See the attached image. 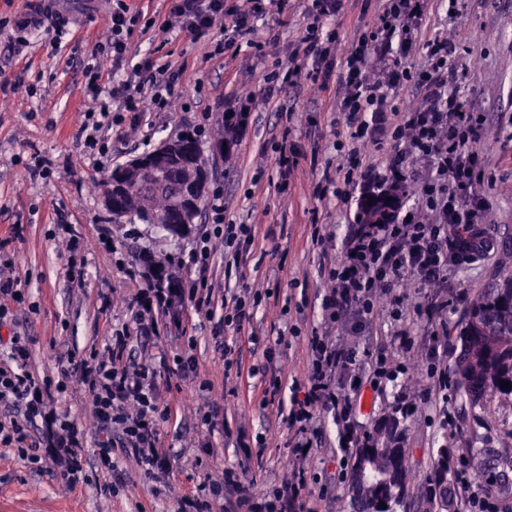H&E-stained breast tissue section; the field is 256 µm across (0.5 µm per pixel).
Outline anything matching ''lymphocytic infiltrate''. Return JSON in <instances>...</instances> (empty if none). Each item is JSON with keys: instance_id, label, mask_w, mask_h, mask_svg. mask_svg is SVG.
I'll list each match as a JSON object with an SVG mask.
<instances>
[{"instance_id": "obj_1", "label": "lymphocytic infiltrate", "mask_w": 512, "mask_h": 512, "mask_svg": "<svg viewBox=\"0 0 512 512\" xmlns=\"http://www.w3.org/2000/svg\"><path fill=\"white\" fill-rule=\"evenodd\" d=\"M62 0H29V10L14 21L12 49L27 43L30 29L51 25L63 33L69 22ZM162 27L194 36L214 28L217 21H231L246 34L265 20L268 8L283 0H169ZM429 0H385L368 30L345 50H338L335 31L328 20L343 8V0H310V18L296 53L289 55L282 81L296 85L303 70L319 78L322 67L335 52H342L337 103L345 117L336 135V151H347L351 161L337 167L340 182L333 191L337 202L366 203L391 195L394 205L375 216L373 223L354 225L340 251L328 256L324 272L331 288L322 302L323 321L307 337L309 367L303 379L293 381L292 397L281 423L288 432L291 468L281 485L254 491L241 472L228 469L224 480L209 486L206 499H191L193 512H216L225 493L236 497L237 512H292L316 484L310 470V451L319 444L320 413L333 412L340 448H355L362 438L356 433L355 396L363 385L377 387L380 379L407 370L406 355L413 352L412 331L419 317L439 320L448 311L446 290L454 267L478 261L495 250V241L482 225L484 188L489 181V160L483 147L485 115L459 97L458 77L450 61L458 52L456 42L440 36L423 38ZM111 36L105 48L112 58L117 79L108 99H101V69H85L86 92L97 101L88 109L83 127L85 148L96 150L102 134L112 127L118 112L162 111L180 86V74L145 57L127 66L129 40L139 15L126 0H112L109 9ZM425 57L422 67H407L403 58L413 48ZM405 86L419 90L424 102L402 108L396 93ZM418 194L415 208L402 198L409 190ZM224 196L215 193L211 226L188 257L194 273L189 288L174 290L147 281L131 310L132 325L112 333L104 350L80 359L75 376L89 398L97 437V458L107 471H116L120 456L134 455L145 477L157 478L170 466L168 449L161 445L160 423L166 420L156 383L151 353L131 362L132 343L159 333L156 312H176L183 299H191L198 311L210 312L221 304L220 331L241 333L253 320L261 295L248 283L219 289L213 278V258L224 249L232 270L254 240L251 224L224 221ZM434 289L427 303H409L403 282ZM392 317V353L371 346L340 342V334L364 335ZM445 345L439 329H432L424 349L429 383L423 400L451 399L453 380L443 362ZM29 348L20 334L0 336V446L17 449L21 458L47 456L70 485L86 482L82 448L85 432L67 416L48 409L45 389L28 370ZM42 426L41 439L31 430Z\"/></svg>"}]
</instances>
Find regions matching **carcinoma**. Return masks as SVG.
Instances as JSON below:
<instances>
[{
  "label": "carcinoma",
  "mask_w": 512,
  "mask_h": 512,
  "mask_svg": "<svg viewBox=\"0 0 512 512\" xmlns=\"http://www.w3.org/2000/svg\"><path fill=\"white\" fill-rule=\"evenodd\" d=\"M163 163L149 152L127 165L121 181H107L113 192L112 223L139 221L182 237L201 211L208 179L196 134L186 131L162 145ZM154 280L168 288L182 287L173 274V257L143 255ZM461 351L453 371L459 417L469 419L457 447L441 448L429 473L416 476L407 448L408 432L397 409L378 418L365 442L355 449L352 505L356 512H462L454 460L467 459L500 498L512 499V427L501 431L508 445L483 448L479 430L499 429L512 414V273L501 271L476 290L463 314Z\"/></svg>",
  "instance_id": "cac0c4a2"
}]
</instances>
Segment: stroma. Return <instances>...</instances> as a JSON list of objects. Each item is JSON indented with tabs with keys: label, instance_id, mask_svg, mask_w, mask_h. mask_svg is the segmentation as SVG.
Returning a JSON list of instances; mask_svg holds the SVG:
<instances>
[{
	"label": "stroma",
	"instance_id": "35a3bbf8",
	"mask_svg": "<svg viewBox=\"0 0 512 512\" xmlns=\"http://www.w3.org/2000/svg\"><path fill=\"white\" fill-rule=\"evenodd\" d=\"M27 0H0V80H22L14 95L0 100V254L14 262L12 275L24 284L22 303L14 305L18 331L29 340V371L55 387L71 357L103 349L113 329L129 317V305L140 284L127 274L140 264L142 253L175 255L184 283L194 274L186 264L204 230L174 239L147 224L116 225L103 202L104 184L115 168L143 153L174 140L184 130L205 125L201 146L212 184L224 187L226 221L252 224L256 239L243 254L238 272L264 298L254 311L253 325L266 336L295 324L305 315L307 324L322 318L324 257L313 243L318 226H326L342 243L353 221L334 197L321 198L315 185L327 165L335 163L332 123L337 118L336 79L342 65L334 58L332 76L317 84L301 79L268 96L265 77L276 63L287 62L297 48L306 25V0H286L282 10L271 11L268 27L252 34L213 28L198 37L167 34L161 28L135 30L130 53L142 58L153 53L158 64L178 70L186 90L173 94L165 111L146 112L139 126L113 127L108 153L100 161L85 154L81 138L84 113L93 102L85 91L84 68L99 60L101 85L112 89V61L96 57L99 44L109 36V17L103 0H76L72 23L64 37L44 26L29 32L22 52L7 50L10 22L26 10ZM381 0H347L330 21L342 47H349L381 9ZM428 32H439L462 43H473V54L453 62L469 97L477 99L486 114L484 147L496 175L485 193V221L494 236L512 232V128L500 116L512 110V0L475 4L467 14L452 17L448 0H431ZM36 94H29L28 86ZM248 105L249 118L235 145L216 154L213 139L230 108ZM290 138L303 152L288 182L280 189L267 156L274 144ZM43 160L49 178L29 175L26 163ZM68 215V231L58 230L54 211ZM79 249L69 254V241ZM512 271V259L496 253L474 264L460 265L448 284L449 293L475 291L494 271ZM184 302L181 330L192 336L185 346L169 330L167 314H158L161 337L153 344L155 355L190 354L197 376L191 397L178 390L179 381L161 377L159 384L174 403L162 425L161 441L170 448L171 469L166 479L170 495L156 494L153 480L145 478L134 457L121 459L115 473L101 470L91 436L93 418L89 401L77 382L65 393L52 394L49 407L68 413L87 432L83 455L86 483L70 486L50 462L23 461L16 449L0 447V512H178L184 497L206 496L210 483L223 480L224 471L243 459L240 441L263 439L261 459L248 462L246 478L255 490L280 485L288 477L286 432L279 428L277 409L261 402L259 378H225L224 359L213 338L215 317ZM309 365L305 338H292L281 347L278 366L289 401L293 379L303 377ZM425 369L389 381L379 390L363 389L358 413L359 429H372L384 412L407 409L411 461L429 471L438 449L455 447L459 428L444 419L440 403L424 407L418 398L427 385ZM217 406V425L202 426L198 414ZM322 443L312 469L325 493L298 506L296 512H350V485L334 477L341 450L331 413L321 415ZM119 482L118 492L106 489Z\"/></svg>",
	"mask_w": 512,
	"mask_h": 512
}]
</instances>
